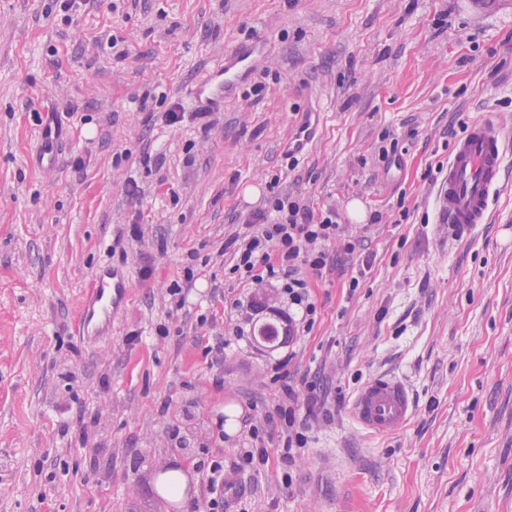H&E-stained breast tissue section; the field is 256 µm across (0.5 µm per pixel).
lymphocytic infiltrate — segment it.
Segmentation results:
<instances>
[{
  "mask_svg": "<svg viewBox=\"0 0 512 512\" xmlns=\"http://www.w3.org/2000/svg\"><path fill=\"white\" fill-rule=\"evenodd\" d=\"M265 210L252 213L247 230L225 241L234 262L231 274L242 282L267 281L276 284L288 300L289 308L311 324L315 308L309 300L307 283L298 277V266L320 273L327 259L326 247L340 229L334 211L320 215L300 206L278 190H271Z\"/></svg>",
  "mask_w": 512,
  "mask_h": 512,
  "instance_id": "lymphocytic-infiltrate-1",
  "label": "lymphocytic infiltrate"
}]
</instances>
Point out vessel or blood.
Here are the masks:
<instances>
[{
	"label": "vessel or blood",
	"mask_w": 512,
	"mask_h": 512,
	"mask_svg": "<svg viewBox=\"0 0 512 512\" xmlns=\"http://www.w3.org/2000/svg\"><path fill=\"white\" fill-rule=\"evenodd\" d=\"M263 43L237 45L224 59L209 69L190 92L195 109L223 110L226 100L252 74ZM512 149V134L489 120L470 122L459 138L448 161L440 197L448 235L458 239L475 225L487 223L490 205L505 178V156ZM126 280L104 271L81 309L77 328L81 336H98L112 325V313L120 304ZM414 407L409 389L400 380L379 376L365 383L355 394L350 413L361 426L377 436H392L406 428Z\"/></svg>",
	"instance_id": "obj_1"
}]
</instances>
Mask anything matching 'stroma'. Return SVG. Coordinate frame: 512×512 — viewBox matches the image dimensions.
I'll list each match as a JSON object with an SVG mask.
<instances>
[{
	"label": "stroma",
	"instance_id": "stroma-1",
	"mask_svg": "<svg viewBox=\"0 0 512 512\" xmlns=\"http://www.w3.org/2000/svg\"><path fill=\"white\" fill-rule=\"evenodd\" d=\"M253 38L236 98L194 113ZM477 117L512 130V0H0V512H209L215 461L249 488L230 512H512V154L489 223L449 238L439 200ZM273 180L341 229L298 269L313 326L268 349L253 328L287 327V301L230 275L224 242ZM104 265L129 286L85 340ZM381 373L415 405L389 437L348 414ZM287 384L317 399L292 450ZM175 458L182 507L155 487ZM264 50L262 42L237 45L224 59L209 69L196 82L190 100L199 111H223L224 102L237 93L252 74L258 57ZM57 138L51 129L43 130L42 143L37 162L42 166L54 168L58 160ZM280 416L284 419V429L287 432V447L302 448L306 444L305 435L295 429L296 426V409L289 407L288 409L280 408Z\"/></svg>",
	"mask_w": 512,
	"mask_h": 512
}]
</instances>
